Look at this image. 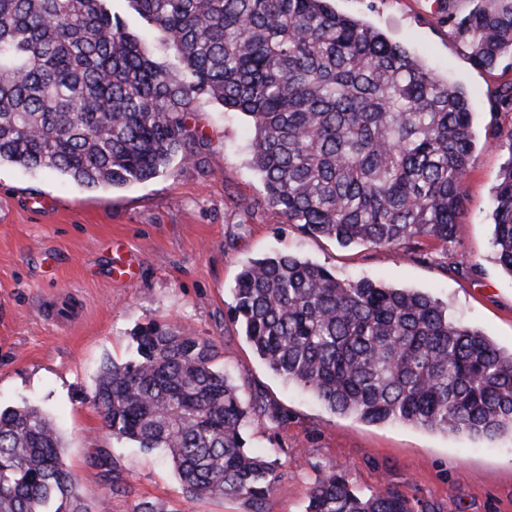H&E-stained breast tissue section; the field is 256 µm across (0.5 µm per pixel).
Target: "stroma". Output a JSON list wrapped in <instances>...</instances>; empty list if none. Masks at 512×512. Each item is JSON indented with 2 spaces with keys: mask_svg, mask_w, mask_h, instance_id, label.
Returning <instances> with one entry per match:
<instances>
[{
  "mask_svg": "<svg viewBox=\"0 0 512 512\" xmlns=\"http://www.w3.org/2000/svg\"><path fill=\"white\" fill-rule=\"evenodd\" d=\"M478 0H334L392 42L462 87L475 104L473 164L463 218L447 250L428 241L394 251L344 247L287 223L266 199L250 164L251 125L198 96L187 116L190 160L173 159L146 182L90 189L51 171L0 166V406L31 404L53 418L63 452L88 504L134 512L154 501L168 512H240L237 501L191 498L162 454L113 440L89 400L109 359L133 353L132 334L150 322L209 338L216 364L244 393H256L282 419L253 414V451H281L284 479L269 512H305L314 483L345 470L362 493L390 486L414 512H512V437L458 436L400 423H368L330 412L259 358L228 315L232 289L250 260L277 251L300 256L341 279L363 277L427 293L503 350L512 349V276L492 246L491 200L512 148L499 132L512 116L493 114L496 88L512 79V56L488 72L456 42L450 18ZM133 261L130 281L112 277L120 256ZM119 456L128 493L110 494L94 449Z\"/></svg>",
  "mask_w": 512,
  "mask_h": 512,
  "instance_id": "35a3bbf8",
  "label": "stroma"
}]
</instances>
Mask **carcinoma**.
Listing matches in <instances>:
<instances>
[{
  "mask_svg": "<svg viewBox=\"0 0 512 512\" xmlns=\"http://www.w3.org/2000/svg\"><path fill=\"white\" fill-rule=\"evenodd\" d=\"M174 67L112 14V0H0V164L124 186L190 158L187 113L208 94L250 118L268 203L310 237L448 250L473 156V103L404 47L331 0H127ZM474 65L512 54V0H481L454 24ZM490 105L512 112V80ZM493 246L512 276V166L494 194ZM232 318L269 368L333 413L494 438L512 435V350L448 306L298 256L245 265ZM135 354L108 360L91 399L118 441L169 459L186 493L268 512L283 462L248 449V402L214 343L149 323ZM39 407L0 409V512H92ZM113 493L118 457L91 455ZM306 512H413L384 486L356 492L333 470Z\"/></svg>",
  "mask_w": 512,
  "mask_h": 512,
  "instance_id": "cac0c4a2",
  "label": "carcinoma"
}]
</instances>
